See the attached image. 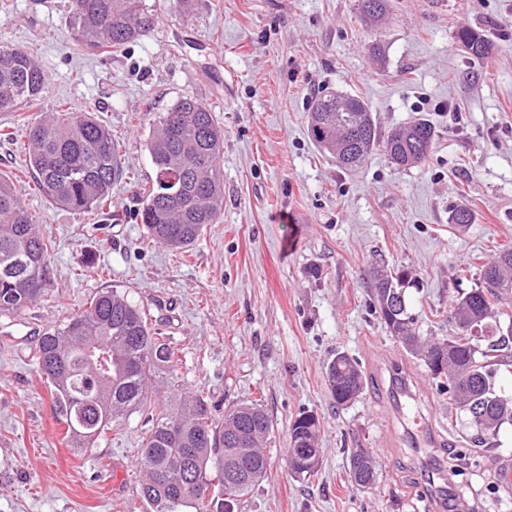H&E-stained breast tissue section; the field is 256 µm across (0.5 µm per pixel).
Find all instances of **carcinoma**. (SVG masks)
Masks as SVG:
<instances>
[{
  "label": "carcinoma",
  "instance_id": "cac0c4a2",
  "mask_svg": "<svg viewBox=\"0 0 512 512\" xmlns=\"http://www.w3.org/2000/svg\"><path fill=\"white\" fill-rule=\"evenodd\" d=\"M80 42L87 49L122 47L152 29L157 16L146 0H72ZM456 38L474 58L492 51L480 32L463 28ZM46 84L42 66L26 50L0 45V112L38 104ZM336 94L315 100L309 113L313 142L344 169L362 165L380 146L391 163L413 167L430 154L436 133L426 120L381 132L369 107L356 96ZM224 128L212 109L196 97L179 99L154 120L146 149L156 177L141 194V222L150 237L170 250H184L224 209L221 154ZM25 164L36 189L51 204L74 211H100L111 201L112 185L124 166L111 130L88 112L58 109L32 125L24 144ZM182 176V183L167 180ZM53 245L39 232L16 186L0 178V314H20L48 295ZM401 270L376 269L371 292L376 311L391 336L411 354L433 352L440 367L427 366L439 390L448 392L455 413L478 414L481 429L470 443L495 448L504 425H512V394L496 382L498 367L512 361V323L497 320L493 301L512 295V250L504 249L484 267L482 285L452 305V333L434 342L412 333L407 288ZM483 328L482 336L468 329ZM40 373L52 386L57 422L73 448H87L106 436L112 424L147 408L150 387L179 378V351L148 324L146 313L112 289L98 291L89 305L40 337ZM336 406L363 393L366 378L357 362L338 353L326 367ZM271 420L261 404L240 402L213 423L207 404L185 392L168 397L146 437L139 462L140 497L151 512H236L243 498L264 478L267 460L261 445ZM316 419L303 414L290 426L289 470L293 477L317 474L321 450L315 447ZM350 476L359 487L374 486L372 455L351 456Z\"/></svg>",
  "mask_w": 512,
  "mask_h": 512
}]
</instances>
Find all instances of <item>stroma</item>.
I'll return each instance as SVG.
<instances>
[{"label":"stroma","mask_w":512,"mask_h":512,"mask_svg":"<svg viewBox=\"0 0 512 512\" xmlns=\"http://www.w3.org/2000/svg\"><path fill=\"white\" fill-rule=\"evenodd\" d=\"M147 2L158 19L139 40L80 51L72 0H0V44L27 50L47 75L38 106L0 112V175L55 243L51 300L0 316V512H149L139 496L146 412L70 447L35 357L44 329L106 288L179 349L180 380L214 421L247 400L268 413L267 473L240 512H437L431 476L467 447V430L424 362L387 331L369 273L407 269L416 334L442 338L453 300L512 248V0H390L372 25L360 0ZM462 27L488 37L487 58L457 43ZM329 92L360 97L384 132L428 119L430 156L404 169L377 147L357 170L337 166L308 130L311 103ZM186 95L224 128V211L193 247L172 251L147 235L139 192L155 177L151 124ZM62 104L95 112L128 168L111 218L50 204L23 170L29 127ZM462 204L473 223H449ZM339 353L366 376L343 407L326 383ZM395 368L436 427L430 460L392 412ZM303 413L317 419L321 450L308 480L288 468L290 425ZM355 448L374 457L372 488L350 478ZM502 459L512 460V426L479 468L452 477L457 501L512 512V494L495 485Z\"/></svg>","instance_id":"35a3bbf8"}]
</instances>
